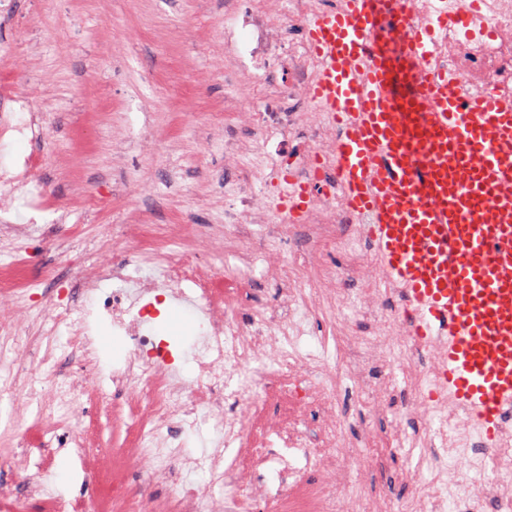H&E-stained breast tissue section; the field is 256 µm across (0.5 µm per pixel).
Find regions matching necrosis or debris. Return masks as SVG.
I'll list each match as a JSON object with an SVG mask.
<instances>
[{"label":"necrosis or debris","instance_id":"4bbe7bcc","mask_svg":"<svg viewBox=\"0 0 512 512\" xmlns=\"http://www.w3.org/2000/svg\"><path fill=\"white\" fill-rule=\"evenodd\" d=\"M224 0V80L246 85L249 96L235 111L215 114L224 130L221 150L232 153L237 132L245 128L259 139L287 144L294 139L313 143L324 170H331L335 130L330 125L307 127L299 123L309 101V88L319 75L317 57L304 42L306 26L319 0ZM448 40L438 46L434 66L445 71L466 67L476 79L472 90L502 98L512 97V42L500 38L512 30V5L505 0H478L464 22H457V0H447ZM44 131L42 116L29 98L7 96L0 106V144ZM30 158L10 152L0 156V206L41 193L31 177ZM272 205L268 190L242 184L235 198L224 204V225L235 232L242 224H261ZM211 246L207 236L197 238L194 250L171 249L166 238L153 237L124 265L96 263L82 273L92 296L90 309L75 314L72 290L61 287L47 315L32 318L31 305L14 306L20 287L11 271L0 272V358L10 362L0 372V396L10 392L22 369L27 386L41 384L40 373L27 369L20 340L25 322L34 319L40 335L66 329L75 357L89 361L93 321L110 319L113 329L128 336L130 345L121 366L113 368L110 392L131 407L129 429L134 458L152 464L153 477L170 472L206 470L203 485L172 482L169 496L160 502L134 497L128 484L111 483L113 498L129 501L128 512H250L262 498L271 512H375L371 503L337 491L330 482L312 483L309 467L335 468L340 457L335 429H324V418L336 405V393L353 370L365 364L364 354L337 356L328 365L320 386L308 388L306 369L311 361L299 343L309 331L311 316L306 289H295L286 313L271 317L254 310L248 323L238 315L247 303L249 277L218 282L205 263ZM115 287H107V280ZM180 299L196 312L201 339L193 356L197 372L183 380L176 353L155 336L151 324L168 301ZM248 409L254 425L245 424L240 409ZM211 423L219 434L213 448L199 457L181 452L183 433ZM454 468L492 471L478 498L512 506V443L504 442L495 455L469 448L452 449ZM279 467L276 489L258 493L252 472L267 465ZM222 498H215V490Z\"/></svg>","mask_w":512,"mask_h":512}]
</instances>
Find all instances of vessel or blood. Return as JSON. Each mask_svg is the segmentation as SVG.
Returning a JSON list of instances; mask_svg holds the SVG:
<instances>
[{"instance_id": "obj_1", "label": "vessel or blood", "mask_w": 512, "mask_h": 512, "mask_svg": "<svg viewBox=\"0 0 512 512\" xmlns=\"http://www.w3.org/2000/svg\"><path fill=\"white\" fill-rule=\"evenodd\" d=\"M447 26L411 22L399 0L312 18L310 104L336 130L334 168L288 174L276 211L299 224L313 183L335 192L436 376L432 401L490 456L512 430V103L433 70Z\"/></svg>"}]
</instances>
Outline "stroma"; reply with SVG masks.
<instances>
[{
    "instance_id": "obj_1",
    "label": "stroma",
    "mask_w": 512,
    "mask_h": 512,
    "mask_svg": "<svg viewBox=\"0 0 512 512\" xmlns=\"http://www.w3.org/2000/svg\"><path fill=\"white\" fill-rule=\"evenodd\" d=\"M224 0H11V16L0 17V42L14 49L0 58V86L34 97L47 112L45 136L14 143L29 156L48 195L37 203L17 199L0 218L44 236L41 254H28V235L0 229V264L18 259L20 277L33 285L37 300L51 304L57 288L77 284L81 270L97 260L123 262L121 250L105 247L116 225L146 209L153 225L192 224L214 244L208 264L215 275L244 274L238 254L259 242L268 252L301 255L304 268L280 281L276 266L266 275L268 292L310 288L313 311L348 309L336 323L338 347L365 350L366 372L354 374L338 391L335 416L345 424L350 453L337 475L344 487L363 485L377 496L381 512H422L421 490L432 462L424 449L455 447L464 425L452 416L446 434L429 417L432 406L417 388L419 363L399 360L392 339L400 332L398 310L386 287L375 283L364 262H351L364 245L357 225L313 224L310 231L288 225L277 232L250 225L241 238L224 235V188L252 180L262 155L273 152L250 133L239 134L235 165L224 156L199 151L201 142L220 133L210 113L244 90L225 86ZM158 184L156 195L141 198L137 185ZM98 368H79L74 357L59 355L63 372H83L101 380L123 360L124 337L110 326L95 333ZM36 403L24 387L0 398V460L19 455L22 434L31 432ZM382 430L416 439L413 448L366 447V432ZM94 439L111 453L103 467L149 496H168L167 485L150 480L146 466L131 461L126 428L102 411L94 416ZM50 495L81 497L91 512H110L97 474L87 473L75 453L59 451L45 480Z\"/></svg>"
}]
</instances>
